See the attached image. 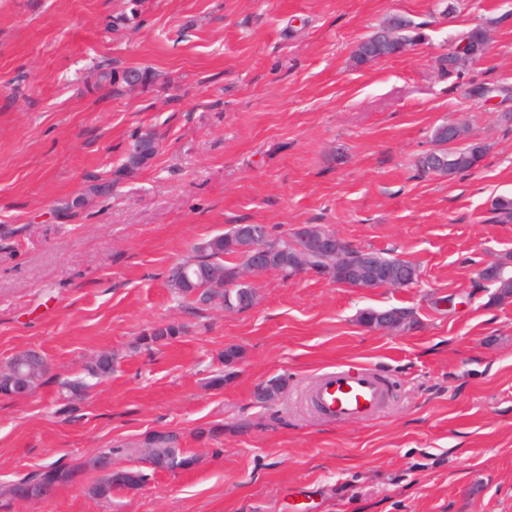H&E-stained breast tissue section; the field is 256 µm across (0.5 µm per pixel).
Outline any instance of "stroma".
I'll return each instance as SVG.
<instances>
[{
    "instance_id": "obj_1",
    "label": "stroma",
    "mask_w": 512,
    "mask_h": 512,
    "mask_svg": "<svg viewBox=\"0 0 512 512\" xmlns=\"http://www.w3.org/2000/svg\"><path fill=\"white\" fill-rule=\"evenodd\" d=\"M393 14L422 42L354 67ZM478 24L485 55L444 75L439 57ZM127 67L159 78L97 86V69ZM484 82L512 85V0H0V368L29 349L52 367L28 396H0V512H512V298L478 277L512 255L492 211L512 197V101H476ZM451 122L488 144L482 164L421 173ZM147 127L159 152L122 170ZM104 181L111 195L83 201ZM237 224H319L419 276L353 288L269 272L247 311L188 309L168 269ZM369 307L418 323L373 330ZM168 322L184 334L141 344ZM228 345L244 357L210 387ZM103 351L112 376L68 402L62 381ZM343 363L388 381L377 417L337 423L307 402ZM272 379L278 398L258 403ZM152 431L179 433L194 466L147 470ZM109 447L147 481L100 500L91 462ZM54 462L74 481L11 499ZM398 316L401 319L403 330L412 329L416 326V318L412 311L403 308H390V309H363L358 316V320L363 325H369L370 318L373 316Z\"/></svg>"
}]
</instances>
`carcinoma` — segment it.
<instances>
[{"instance_id": "cac0c4a2", "label": "carcinoma", "mask_w": 512, "mask_h": 512, "mask_svg": "<svg viewBox=\"0 0 512 512\" xmlns=\"http://www.w3.org/2000/svg\"><path fill=\"white\" fill-rule=\"evenodd\" d=\"M390 19H385L368 36L371 56L374 58H388L396 51V47L407 48L422 40L421 33L416 31V26L403 17L399 18L394 26L397 27L395 41L389 42L383 37V31ZM488 28L476 25L470 28L462 39L467 41L466 49L462 52L452 50L439 58L442 72L451 76L461 75L475 60L481 58L488 46ZM97 84L112 92V95L122 94L118 87L116 69L103 70L97 74ZM466 140L461 146L454 148H439L421 156L417 166L424 173L434 174L440 177H452L458 173L470 171L475 168V161L485 157L488 147L485 143L468 139V134H463ZM494 219L499 224L512 223V197H500L493 203ZM330 231L320 225L306 224L291 233V240L282 237L273 238L269 232H264L259 243L270 250H279L283 247L300 246L304 238L312 235H328ZM248 244L242 234L240 225H235L229 231L210 237L198 243L194 249V255L172 266L167 275V286L171 292L188 301L191 305L210 304L216 300L224 304L227 310L246 311L252 308L257 301L255 288L248 284L243 288H234L241 274V264L238 260L243 256V247ZM372 258L377 262L392 266L400 259L387 257L382 252L366 251L353 247L341 239H336V251L326 257H315L308 262L309 270L324 275L333 282H343L342 269L352 261ZM511 258L498 261L485 267L479 277L485 281H491L498 285V293L495 299L512 297V272L508 271ZM390 316L401 319L403 329L408 330L416 326V318L412 311L403 308L374 309L366 308L359 313L360 323L367 325L373 316ZM184 333V327L180 324L168 323L156 326L141 336L142 344L164 345L178 338ZM243 357L241 347L228 345L224 347L222 361L225 374L211 380L214 386L224 384L232 369ZM113 370L112 354L104 352L85 368L84 376L64 383L66 398L69 401H78L88 395L92 387L91 381H101L110 376ZM49 372V365L45 358L37 361L29 358L28 353L22 352L15 355L3 368L0 369V394L14 396L22 391L32 392L42 382ZM282 388V383L274 381L258 388L255 398L262 404L274 401ZM144 447L154 449L147 462L153 470H167L171 461L183 451L180 436L174 432L155 431L148 434L144 440ZM113 450L109 449L96 457L98 471L102 472L100 478L91 487V494L101 499L111 497L115 489L137 490L141 488L147 479L141 470L136 468L112 467ZM74 478V470L55 464L44 467L38 473L26 477L14 484L9 494L15 499H26L31 490L43 488L50 492L58 485L71 481Z\"/></svg>"}]
</instances>
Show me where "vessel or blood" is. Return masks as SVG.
<instances>
[{"label": "vessel or blood", "mask_w": 512, "mask_h": 512, "mask_svg": "<svg viewBox=\"0 0 512 512\" xmlns=\"http://www.w3.org/2000/svg\"><path fill=\"white\" fill-rule=\"evenodd\" d=\"M382 379L362 366L339 365L323 374L310 390L312 404L336 422L367 419L383 406Z\"/></svg>", "instance_id": "vessel-or-blood-1"}]
</instances>
